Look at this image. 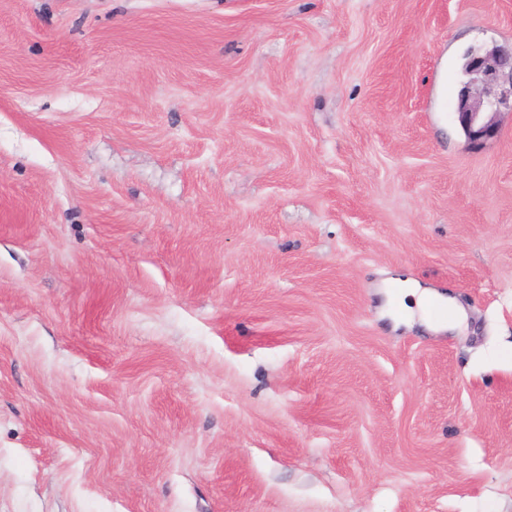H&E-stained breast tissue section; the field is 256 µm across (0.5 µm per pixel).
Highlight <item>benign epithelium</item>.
I'll use <instances>...</instances> for the list:
<instances>
[{"label": "benign epithelium", "mask_w": 512, "mask_h": 512, "mask_svg": "<svg viewBox=\"0 0 512 512\" xmlns=\"http://www.w3.org/2000/svg\"><path fill=\"white\" fill-rule=\"evenodd\" d=\"M466 68L469 78L458 93L455 113L468 140L481 144L495 135L500 106L512 99V55L471 54Z\"/></svg>", "instance_id": "7a95c632"}]
</instances>
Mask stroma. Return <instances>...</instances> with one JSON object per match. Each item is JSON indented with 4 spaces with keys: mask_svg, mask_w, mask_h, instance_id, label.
Returning <instances> with one entry per match:
<instances>
[{
    "mask_svg": "<svg viewBox=\"0 0 512 512\" xmlns=\"http://www.w3.org/2000/svg\"><path fill=\"white\" fill-rule=\"evenodd\" d=\"M495 48L512 0H0V512H512ZM466 68L469 78L458 93L455 113L468 140L481 144L495 135L500 106L509 98L512 108V54H471ZM506 84L508 88L497 91ZM398 282L400 284L389 295L388 299V306L399 311L393 316L396 321L410 322L414 319L416 312H418L420 319L427 325H430L427 308L432 302H436L448 309V318L439 321L438 327L448 328V330L462 327L465 320L464 314L452 299L440 298L428 290L421 289V285L416 282L406 280ZM409 297L415 299L416 310L413 309V306L407 305L406 299Z\"/></svg>",
    "mask_w": 512,
    "mask_h": 512,
    "instance_id": "35a3bbf8",
    "label": "stroma"
}]
</instances>
